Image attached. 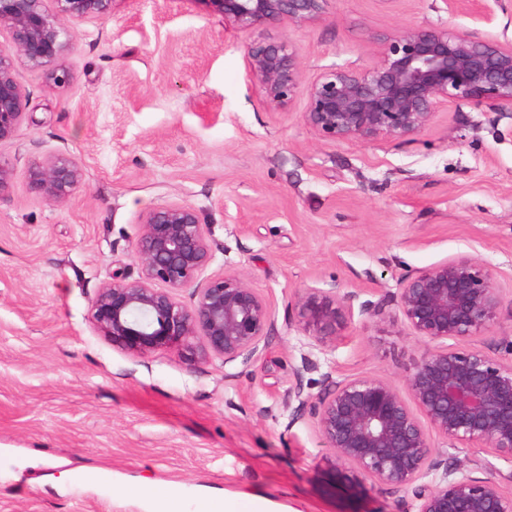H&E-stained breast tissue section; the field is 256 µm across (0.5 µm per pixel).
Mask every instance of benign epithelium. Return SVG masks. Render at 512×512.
Instances as JSON below:
<instances>
[{
    "mask_svg": "<svg viewBox=\"0 0 512 512\" xmlns=\"http://www.w3.org/2000/svg\"><path fill=\"white\" fill-rule=\"evenodd\" d=\"M114 0H0L9 44L0 48V141L14 138L28 93L18 66L42 72L55 85L70 80L62 59L71 40L63 20L101 19ZM208 14L255 35L247 61L266 103L285 108L305 100L302 120L333 143H402L421 133L436 112L460 101L476 108H512V45L478 39L446 26H407L379 39L369 67L323 69L306 82L299 50L288 40L259 35L284 21L294 27L325 18L335 0H201ZM15 166L0 158V198ZM81 170L58 150L28 162L29 190L62 203ZM132 255L138 280L112 275L91 303L95 329L132 356L178 353L195 364L253 358L273 327L268 299L241 275L202 277L212 260L207 225L192 206L162 203L139 217ZM355 294L305 287L291 302L298 332L315 348L336 347L352 316ZM410 335L425 349L403 387L381 377L341 380L328 372L317 394L305 391L301 371L288 388L295 419H305L333 449L330 465L350 483L404 488L414 512H512V472L476 477L488 460H460L463 448L512 463V339L504 354L470 346L494 327L505 297L495 270L476 256L450 258L405 274L395 295ZM511 356L507 360L504 355ZM444 438L448 448L434 444ZM435 475L434 480L425 478Z\"/></svg>",
    "mask_w": 512,
    "mask_h": 512,
    "instance_id": "1",
    "label": "benign epithelium"
}]
</instances>
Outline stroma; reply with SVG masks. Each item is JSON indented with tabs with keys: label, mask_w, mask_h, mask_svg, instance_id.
Here are the masks:
<instances>
[{
	"label": "stroma",
	"mask_w": 512,
	"mask_h": 512,
	"mask_svg": "<svg viewBox=\"0 0 512 512\" xmlns=\"http://www.w3.org/2000/svg\"><path fill=\"white\" fill-rule=\"evenodd\" d=\"M490 17L442 0H336L315 24L269 28L299 49L305 80L331 64L365 67L376 36L440 23L512 43V0ZM69 83L20 69L29 98L0 198V512H150L138 489L186 507L204 494H255L270 512H411V494L345 482L332 448L293 418L302 369L402 383L423 352L394 303L402 275L461 255L487 261L512 293V111L460 103L412 140L333 144L304 124L303 100L275 109L251 77V34L199 0H115L102 19L68 21ZM66 151L82 178L62 203L31 193L26 164ZM193 206L210 231L208 274L244 277L274 325L250 362L190 365L132 356L90 323L113 271L139 277L143 212ZM310 286L354 293L336 347L319 351L288 303Z\"/></svg>",
	"instance_id": "obj_1"
}]
</instances>
